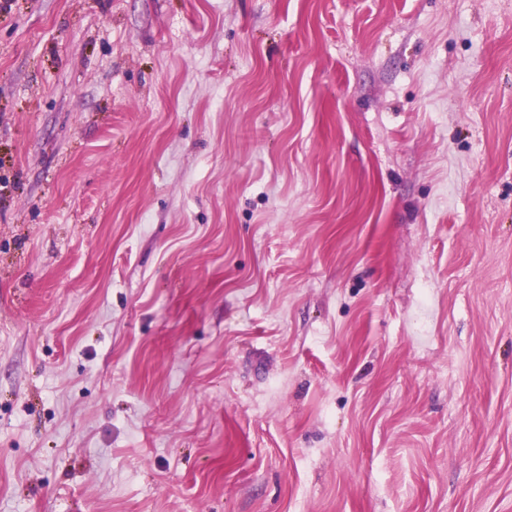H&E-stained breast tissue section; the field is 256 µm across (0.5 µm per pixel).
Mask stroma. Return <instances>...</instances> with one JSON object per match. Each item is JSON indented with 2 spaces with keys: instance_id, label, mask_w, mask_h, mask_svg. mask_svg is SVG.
I'll return each instance as SVG.
<instances>
[{
  "instance_id": "1",
  "label": "stroma",
  "mask_w": 512,
  "mask_h": 512,
  "mask_svg": "<svg viewBox=\"0 0 512 512\" xmlns=\"http://www.w3.org/2000/svg\"><path fill=\"white\" fill-rule=\"evenodd\" d=\"M0 512H512V0L0 12Z\"/></svg>"
}]
</instances>
